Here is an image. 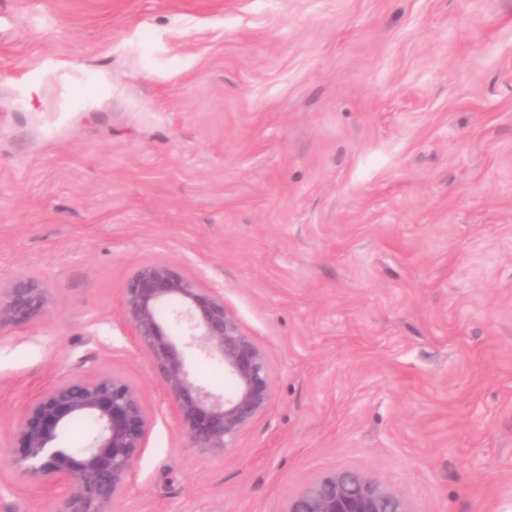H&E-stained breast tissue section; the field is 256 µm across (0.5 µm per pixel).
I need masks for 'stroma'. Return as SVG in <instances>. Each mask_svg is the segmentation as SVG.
Returning a JSON list of instances; mask_svg holds the SVG:
<instances>
[{"mask_svg":"<svg viewBox=\"0 0 512 512\" xmlns=\"http://www.w3.org/2000/svg\"><path fill=\"white\" fill-rule=\"evenodd\" d=\"M223 289L267 409L188 448L121 316L141 264ZM0 512L50 386L119 375L152 427L119 512H284L350 469L411 512H512V0H0ZM50 305V288L35 275L0 282V329L33 323L48 313Z\"/></svg>","mask_w":512,"mask_h":512,"instance_id":"1","label":"stroma"}]
</instances>
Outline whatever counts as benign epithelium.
I'll return each instance as SVG.
<instances>
[{"label": "benign epithelium", "instance_id": "benign-epithelium-1", "mask_svg": "<svg viewBox=\"0 0 512 512\" xmlns=\"http://www.w3.org/2000/svg\"><path fill=\"white\" fill-rule=\"evenodd\" d=\"M51 305L50 288L35 275L0 283V329L33 323ZM122 314L155 370L170 410L202 457H222L272 398L267 355L224 303V290L164 261L140 265L128 279ZM224 367L229 392L199 383L192 361ZM76 418L91 423L86 444L64 441ZM151 428L137 387L114 374L75 376L42 392L19 417L13 464L47 488L66 487L53 512H116L127 477ZM284 512H410L404 498L374 478L350 470L316 477L288 499Z\"/></svg>", "mask_w": 512, "mask_h": 512}]
</instances>
